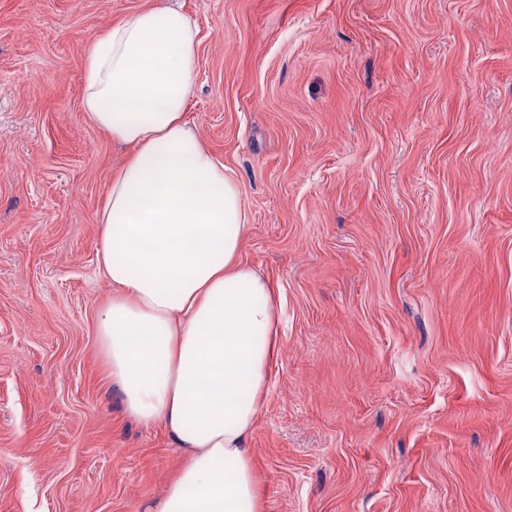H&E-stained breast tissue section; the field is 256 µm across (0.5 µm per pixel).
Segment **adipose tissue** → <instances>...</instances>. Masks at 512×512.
<instances>
[{
	"label": "adipose tissue",
	"instance_id": "1",
	"mask_svg": "<svg viewBox=\"0 0 512 512\" xmlns=\"http://www.w3.org/2000/svg\"><path fill=\"white\" fill-rule=\"evenodd\" d=\"M197 29L147 7L87 47L86 122L131 147L98 208V272L112 297L96 334L126 414L161 427L183 461L143 512H267L248 441L279 354V300L240 259L237 180L186 116Z\"/></svg>",
	"mask_w": 512,
	"mask_h": 512
}]
</instances>
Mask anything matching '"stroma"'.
Wrapping results in <instances>:
<instances>
[{"label": "stroma", "mask_w": 512, "mask_h": 512, "mask_svg": "<svg viewBox=\"0 0 512 512\" xmlns=\"http://www.w3.org/2000/svg\"><path fill=\"white\" fill-rule=\"evenodd\" d=\"M157 0H0V512H140L178 469L95 331L113 171L82 62ZM187 117L284 327L268 512H512V0H178Z\"/></svg>", "instance_id": "1"}]
</instances>
